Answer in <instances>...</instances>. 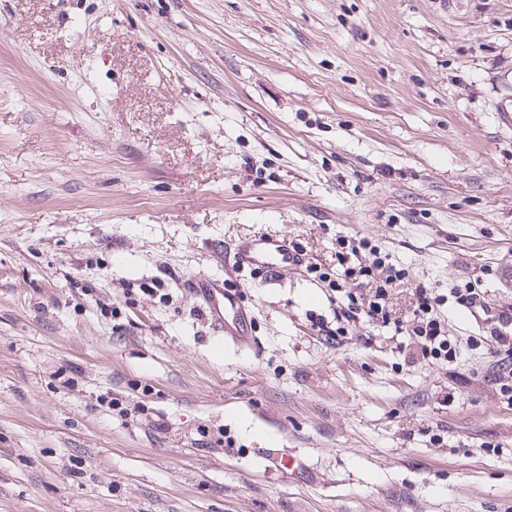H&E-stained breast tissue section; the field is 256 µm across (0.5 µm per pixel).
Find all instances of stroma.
Masks as SVG:
<instances>
[{"instance_id":"obj_1","label":"stroma","mask_w":512,"mask_h":512,"mask_svg":"<svg viewBox=\"0 0 512 512\" xmlns=\"http://www.w3.org/2000/svg\"><path fill=\"white\" fill-rule=\"evenodd\" d=\"M511 114L512 0H0V512H512L483 312L429 361L311 272L366 237L512 305ZM254 234L306 265L242 281ZM188 282L204 300L215 332L224 334V346L239 351L255 347L251 313L238 289L208 276H193Z\"/></svg>"}]
</instances>
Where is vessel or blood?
Listing matches in <instances>:
<instances>
[{"instance_id":"1","label":"vessel or blood","mask_w":512,"mask_h":512,"mask_svg":"<svg viewBox=\"0 0 512 512\" xmlns=\"http://www.w3.org/2000/svg\"><path fill=\"white\" fill-rule=\"evenodd\" d=\"M230 255L237 273L250 272L270 280L280 271L303 262L285 237L249 235L235 241ZM194 292L204 300L215 332L224 336V344L237 350L254 348L256 337L251 313L239 290L207 276L190 279Z\"/></svg>"}]
</instances>
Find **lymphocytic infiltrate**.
Masks as SVG:
<instances>
[{
    "instance_id": "f902f5d3",
    "label": "lymphocytic infiltrate",
    "mask_w": 512,
    "mask_h": 512,
    "mask_svg": "<svg viewBox=\"0 0 512 512\" xmlns=\"http://www.w3.org/2000/svg\"><path fill=\"white\" fill-rule=\"evenodd\" d=\"M336 262L344 278L355 283L354 288L342 290L336 300L337 322L362 321L376 329L408 328L419 344L422 357L450 361L456 359L461 350L446 336L437 313L449 298L467 310H482L493 353L512 356V306L491 305L486 290L467 283L451 288L444 296L433 286L418 283L410 291L409 314L401 319L393 310L391 292L407 284L409 273L393 265L388 253L379 245L365 237L340 238Z\"/></svg>"
}]
</instances>
